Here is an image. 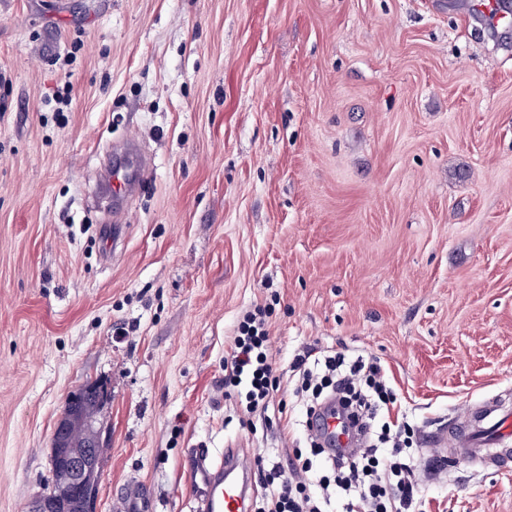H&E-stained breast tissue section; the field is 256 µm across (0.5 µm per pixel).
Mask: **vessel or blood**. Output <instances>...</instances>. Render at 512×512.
<instances>
[{
    "label": "vessel or blood",
    "instance_id": "1",
    "mask_svg": "<svg viewBox=\"0 0 512 512\" xmlns=\"http://www.w3.org/2000/svg\"><path fill=\"white\" fill-rule=\"evenodd\" d=\"M150 165V158L132 141L121 147L117 161L106 165L100 191L112 202L115 216H122L125 202ZM316 428L329 446L352 448L357 444L349 421L335 412L323 413ZM434 443L449 446L452 464L508 469L512 466V412L493 404L479 406L463 423L449 422L447 431L438 432ZM183 474L201 512H248L255 482L248 457L240 449H225L224 459L218 463L210 449H187Z\"/></svg>",
    "mask_w": 512,
    "mask_h": 512
}]
</instances>
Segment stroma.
Returning a JSON list of instances; mask_svg holds the SVG:
<instances>
[{
  "label": "stroma",
  "instance_id": "stroma-1",
  "mask_svg": "<svg viewBox=\"0 0 512 512\" xmlns=\"http://www.w3.org/2000/svg\"><path fill=\"white\" fill-rule=\"evenodd\" d=\"M473 2L0 0V512L91 379L98 512H195L196 444L305 447L309 345L380 359L422 449L512 407V29ZM128 138L152 169L116 225L92 192ZM258 304L279 388L250 412L224 359ZM419 478L428 512H512V471Z\"/></svg>",
  "mask_w": 512,
  "mask_h": 512
}]
</instances>
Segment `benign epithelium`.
I'll list each match as a JSON object with an SVG mask.
<instances>
[{
    "mask_svg": "<svg viewBox=\"0 0 512 512\" xmlns=\"http://www.w3.org/2000/svg\"><path fill=\"white\" fill-rule=\"evenodd\" d=\"M82 399L71 403L54 428L53 445L60 463L55 468L57 483L46 493L31 499L26 512H97L99 464L103 444L95 433L81 448L67 444L69 422L80 418L86 422L85 410L91 404H103L110 396L98 380H88L79 387Z\"/></svg>",
    "mask_w": 512,
    "mask_h": 512,
    "instance_id": "1",
    "label": "benign epithelium"
}]
</instances>
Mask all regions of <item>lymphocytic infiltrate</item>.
Returning <instances> with one entry per match:
<instances>
[{"label": "lymphocytic infiltrate", "mask_w": 512, "mask_h": 512, "mask_svg": "<svg viewBox=\"0 0 512 512\" xmlns=\"http://www.w3.org/2000/svg\"><path fill=\"white\" fill-rule=\"evenodd\" d=\"M291 368L307 415L324 401H335L363 438L359 448L329 453L318 442L295 449L287 463L255 455L252 470L264 494L254 512H426L420 492L415 450L408 421H386L393 404L380 361L363 354L319 355L304 349ZM224 378L248 384L251 409L267 407L276 388V367L268 332V311L255 306L246 314Z\"/></svg>", "instance_id": "obj_1"}]
</instances>
